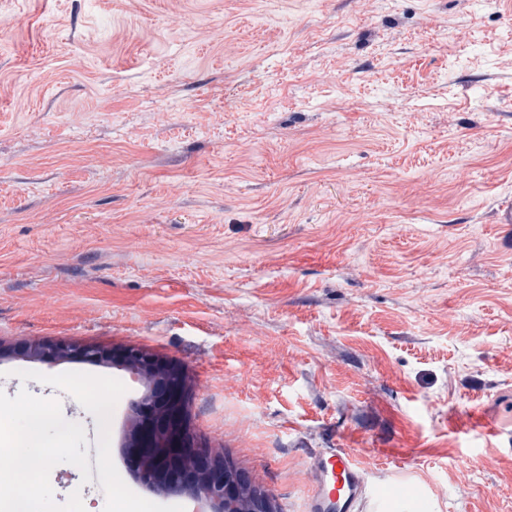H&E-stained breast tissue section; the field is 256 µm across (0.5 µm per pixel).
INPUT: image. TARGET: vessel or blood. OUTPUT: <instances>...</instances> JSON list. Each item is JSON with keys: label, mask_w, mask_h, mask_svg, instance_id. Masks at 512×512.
<instances>
[{"label": "vessel or blood", "mask_w": 512, "mask_h": 512, "mask_svg": "<svg viewBox=\"0 0 512 512\" xmlns=\"http://www.w3.org/2000/svg\"><path fill=\"white\" fill-rule=\"evenodd\" d=\"M475 435L496 452L512 454V428L498 423L489 413L475 417ZM315 487L308 496L305 512H362L368 500L383 505L412 503L417 512H430L429 499L411 493L402 485H385L370 490L365 472L347 448H331L308 459Z\"/></svg>", "instance_id": "obj_1"}]
</instances>
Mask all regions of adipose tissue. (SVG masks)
<instances>
[{"label":"adipose tissue","instance_id":"ef3b65f1","mask_svg":"<svg viewBox=\"0 0 512 512\" xmlns=\"http://www.w3.org/2000/svg\"><path fill=\"white\" fill-rule=\"evenodd\" d=\"M41 438L38 421H31L24 438L7 455L0 457V476L12 477L17 490L5 508V512H39L38 496L30 482L33 472L47 463L44 453H32L31 447Z\"/></svg>","mask_w":512,"mask_h":512}]
</instances>
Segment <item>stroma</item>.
Segmentation results:
<instances>
[{
  "mask_svg": "<svg viewBox=\"0 0 512 512\" xmlns=\"http://www.w3.org/2000/svg\"><path fill=\"white\" fill-rule=\"evenodd\" d=\"M0 448L45 512H188L124 454L134 347L196 441L304 512L308 456L512 512L469 418L512 388V0H0ZM71 427L59 436L54 414ZM48 413L41 411L31 417V423L24 436L16 447L8 454L0 457V476L8 475L18 486L15 494L8 505H1V511L17 512L22 508L24 512H39L38 496L30 482L31 474L44 467L48 460L47 453H36L29 451L33 444L41 438L39 419L44 418Z\"/></svg>",
  "mask_w": 512,
  "mask_h": 512,
  "instance_id": "obj_1",
  "label": "stroma"
}]
</instances>
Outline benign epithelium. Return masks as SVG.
<instances>
[{
	"instance_id": "7a95c632",
	"label": "benign epithelium",
	"mask_w": 512,
	"mask_h": 512,
	"mask_svg": "<svg viewBox=\"0 0 512 512\" xmlns=\"http://www.w3.org/2000/svg\"><path fill=\"white\" fill-rule=\"evenodd\" d=\"M17 352L47 363L75 358L136 372L146 392L131 404L124 452L142 481L161 491L188 494L212 512H274L267 494L248 492L252 483L243 471L194 443L183 368L140 349L114 351L95 344L37 342Z\"/></svg>"
}]
</instances>
